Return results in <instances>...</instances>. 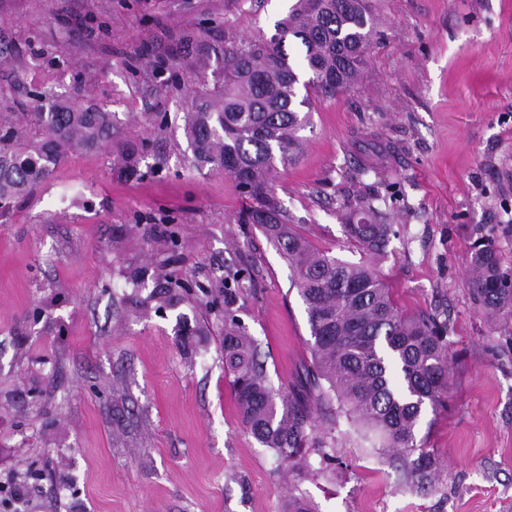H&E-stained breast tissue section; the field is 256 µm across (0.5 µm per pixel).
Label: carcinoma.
I'll return each mask as SVG.
<instances>
[{
  "label": "carcinoma",
  "mask_w": 512,
  "mask_h": 512,
  "mask_svg": "<svg viewBox=\"0 0 512 512\" xmlns=\"http://www.w3.org/2000/svg\"><path fill=\"white\" fill-rule=\"evenodd\" d=\"M305 48L294 61L285 50L288 37ZM375 37L370 0H295L266 42L224 50V94L205 98L185 114L184 131L197 166L224 170L249 200L240 217L256 224L285 257L305 305L311 360L304 365L301 389L275 388L261 349L237 315L238 302L255 290L252 268L224 273V370L244 426L262 446L294 466L312 435L332 434L341 416L380 439L390 451L417 458L411 475L431 471L430 453L417 443L425 408L447 402L448 323L434 315L399 311L390 289L370 264L352 263L313 247L284 221L272 197L276 164L300 150V131L310 125V93L335 94L352 88L367 62ZM305 94H300L301 90ZM34 121L38 138L23 137L0 125V199H14L46 181L67 152L98 149L112 140V113L85 107L52 91L37 95ZM149 145L125 146L121 169L139 173ZM372 204L350 214L348 236L371 257L388 252L392 225L376 224ZM470 271L484 308L512 305L501 259L489 243L475 246ZM152 297L176 305L186 297L181 279L163 277ZM284 512H317L308 499L291 494Z\"/></svg>",
  "instance_id": "1"
}]
</instances>
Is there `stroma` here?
Masks as SVG:
<instances>
[{
  "mask_svg": "<svg viewBox=\"0 0 512 512\" xmlns=\"http://www.w3.org/2000/svg\"><path fill=\"white\" fill-rule=\"evenodd\" d=\"M290 5L0 0V113L33 136L45 89L117 118L0 217V477L24 483L21 512H283L292 492L319 512H512V308L487 316L467 275L479 241L512 271V0H374L360 80L313 96L272 181L287 222L350 262L366 255L346 215L372 201L397 232L375 269L398 307L447 320L448 407L417 432L430 480L345 422L338 462L299 476L242 423L210 303L225 268H255L238 315L274 385L310 359L307 314L287 261L238 223L235 180L191 166L183 116L221 89L224 50ZM143 139L160 168L126 176L114 155ZM169 272L198 288L173 309L150 297Z\"/></svg>",
  "mask_w": 512,
  "mask_h": 512,
  "instance_id": "stroma-1",
  "label": "stroma"
}]
</instances>
